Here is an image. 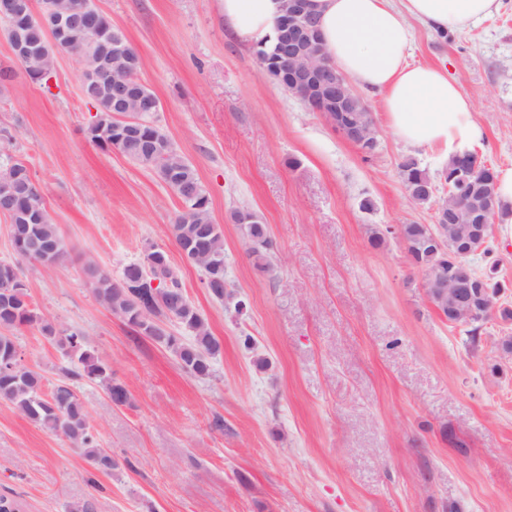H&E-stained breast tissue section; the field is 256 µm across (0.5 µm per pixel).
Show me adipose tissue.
<instances>
[{
	"instance_id": "1",
	"label": "adipose tissue",
	"mask_w": 512,
	"mask_h": 512,
	"mask_svg": "<svg viewBox=\"0 0 512 512\" xmlns=\"http://www.w3.org/2000/svg\"><path fill=\"white\" fill-rule=\"evenodd\" d=\"M227 30L247 46L270 35L279 0H220ZM503 0H310L331 62L362 92L383 97L391 130L415 148L473 150V103L445 68L407 60L414 24L462 31L493 18Z\"/></svg>"
}]
</instances>
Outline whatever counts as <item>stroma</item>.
I'll list each match as a JSON object with an SVG mask.
<instances>
[{
    "label": "stroma",
    "mask_w": 512,
    "mask_h": 512,
    "mask_svg": "<svg viewBox=\"0 0 512 512\" xmlns=\"http://www.w3.org/2000/svg\"><path fill=\"white\" fill-rule=\"evenodd\" d=\"M96 3L141 55L139 77L206 188L249 308L236 315L203 288L171 234L180 203L156 173L91 141L80 63L58 54L50 87L32 84L0 32V69L13 73L0 82V166L26 165L67 246L54 266L22 263L30 300L79 329L132 398L118 408L101 384L74 383L119 464L109 474L89 473L64 437L0 402V495L23 512L85 500L95 512H512V356L498 345L512 320L491 318L474 339L451 327L395 232L434 221L409 199L399 162L434 174L441 149L399 140L368 95L379 149L365 156L261 75L216 0ZM410 59L447 66L473 102L478 156L512 167V0L445 39L416 29ZM238 208L267 224L272 271L248 256L230 219ZM153 245L221 342L211 378L136 337L83 272L92 260L119 279ZM246 333L254 352L240 344ZM18 344L25 366L56 383L57 345L33 328Z\"/></svg>",
    "instance_id": "1"
}]
</instances>
